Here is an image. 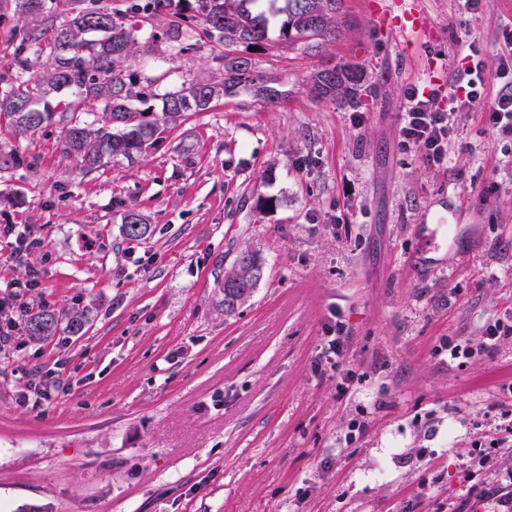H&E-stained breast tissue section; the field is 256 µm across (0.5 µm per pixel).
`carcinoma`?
<instances>
[{
    "mask_svg": "<svg viewBox=\"0 0 512 512\" xmlns=\"http://www.w3.org/2000/svg\"><path fill=\"white\" fill-rule=\"evenodd\" d=\"M32 0H15L16 11L30 20L20 32L15 73L0 86V121L6 122L20 139L35 136L56 125L65 157L74 160L82 172H91L122 156L132 159L156 141L160 127L177 125L192 113L205 112L226 94L242 88L270 104L278 103L279 91L253 77L252 61L240 55L268 40L270 19L279 16L280 39L289 43H322L336 40L342 0H124V8L112 9L104 0H55L66 20L46 12V0L31 8ZM195 12L204 25L203 33L224 59V78L183 83L158 95L156 109L140 110L134 101L143 94L127 77L124 61L137 52L150 53L148 43L138 44L135 27L128 18L168 21V39L176 54L193 49L198 33L183 24L185 11ZM48 43L51 63L47 71L31 73V50ZM359 73L345 66L323 68L310 79L315 96L336 101L352 99L360 83ZM65 91L81 105L104 104L101 125L78 117L77 111H58L55 94ZM123 235L129 240L148 236L150 225L136 210L123 216ZM252 280L236 281L237 266L224 271L221 288L256 287L263 276L264 262L251 251ZM59 320L51 312L26 319L29 336L41 339L53 335Z\"/></svg>",
    "mask_w": 512,
    "mask_h": 512,
    "instance_id": "carcinoma-1",
    "label": "carcinoma"
}]
</instances>
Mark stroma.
I'll return each instance as SVG.
<instances>
[{"label": "stroma", "mask_w": 512, "mask_h": 512, "mask_svg": "<svg viewBox=\"0 0 512 512\" xmlns=\"http://www.w3.org/2000/svg\"><path fill=\"white\" fill-rule=\"evenodd\" d=\"M402 43L343 0L334 43L271 35L250 57L282 92L241 91L164 129L135 160L81 174L51 126H0V235L12 315L86 311L85 333L0 347V512H499L512 446V139L482 109L453 117L447 166L401 142L404 93L447 102L472 48L495 69L512 0H422ZM24 24L0 0V79ZM126 64L162 93L223 74L208 40ZM363 75L354 101L313 96L312 72ZM147 239L122 233L126 210ZM245 248L264 275L225 316L220 281ZM340 339L336 363L322 356ZM123 235L129 240H141L148 236L150 225L136 210H127L123 216Z\"/></svg>", "instance_id": "stroma-1"}]
</instances>
